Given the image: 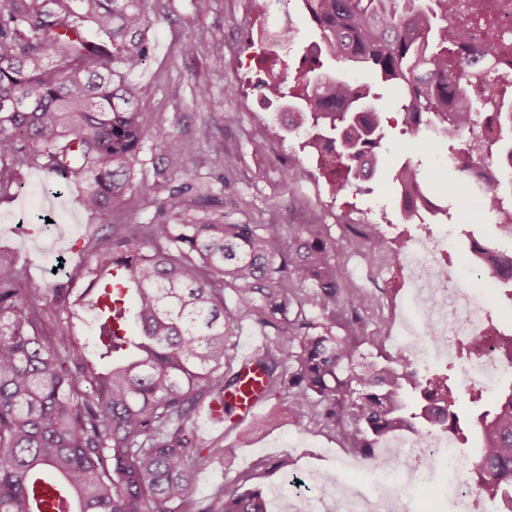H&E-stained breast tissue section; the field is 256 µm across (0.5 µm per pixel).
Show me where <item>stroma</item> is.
<instances>
[{
	"mask_svg": "<svg viewBox=\"0 0 512 512\" xmlns=\"http://www.w3.org/2000/svg\"><path fill=\"white\" fill-rule=\"evenodd\" d=\"M149 22L144 32L149 56L142 65L125 72L128 85L138 88L137 106L144 117L146 136L134 167V180L170 189L185 184L195 191L222 193L229 222L266 224L282 213L295 215L298 223L318 224L323 237L339 234V216L345 212V195H333L326 177L306 180L294 187L283 182L291 161L310 163L297 134L284 133L272 140L268 126L277 120L278 100L264 99L258 82L259 66L245 67L251 52L248 39L257 14L245 8L242 0H212L206 14H198L194 0H146ZM193 33L194 54L180 50L186 33ZM222 44V55H214L215 44ZM239 89L238 96L224 93L226 86ZM388 151L370 182L362 184L358 199L363 208L382 214L385 221H400L401 198L391 182L394 163H419L422 180L438 170L436 154L419 153L405 138L399 126L386 128ZM193 142L192 153H185L184 142ZM235 159L232 170L216 164L222 155ZM80 187L61 188L46 172L26 171L24 185L9 201H0V249L7 251L27 276L42 290L33 303L47 307L59 302L52 275L56 257L70 259L91 254L98 242L92 227L98 217L80 209L75 199ZM431 200L449 212L448 225L455 229L448 243V254L461 272H468V242L490 238V220L469 222L455 194L430 191ZM55 210L65 233L64 242L55 235L31 240L27 228L37 222L38 209ZM222 452L199 473L193 497L204 503L217 486L234 484L249 489L262 488L273 498L277 486L290 475L314 470L328 474L343 485L384 484L377 472L362 473L351 466V449L345 448L334 426L316 413L294 414L287 391L269 397L268 406L249 424L225 426ZM287 467H280V460ZM410 512H454L442 472L413 485L409 490Z\"/></svg>",
	"mask_w": 512,
	"mask_h": 512,
	"instance_id": "stroma-1",
	"label": "stroma"
}]
</instances>
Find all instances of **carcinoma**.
<instances>
[{"label":"carcinoma","mask_w":512,"mask_h":512,"mask_svg":"<svg viewBox=\"0 0 512 512\" xmlns=\"http://www.w3.org/2000/svg\"><path fill=\"white\" fill-rule=\"evenodd\" d=\"M318 35L307 65L288 73V22L272 43L281 83L296 99L291 126L306 128L302 148L336 142L342 161L333 194L357 179L356 161L384 149V122L370 88L344 70L362 68L398 86L401 110L415 117L408 137L427 152L454 148L484 103L470 87H494L493 75L458 69L448 47V0H301ZM145 0H0V201L23 172L37 167L83 187L77 205L110 215L135 189L132 171L145 127L119 66L147 57ZM512 149V113L503 134L480 145L486 158ZM400 195L423 194L409 162L392 170ZM478 222L504 195L479 186ZM154 224H114L106 247L66 268V286L85 289L73 305L92 321V344L70 326L42 329L41 292L0 251V512H176L189 503L199 472L221 448L204 445L197 411L224 397L237 377L225 367L238 325L275 331V349L254 355L266 392L288 389L299 413L316 411L343 426L364 455L398 426L421 433L437 416L431 402L453 406L450 376L410 371L391 361H362L377 345L362 311L379 298L345 287L335 254L352 244L323 239L311 224L290 227L284 249L275 224H228L224 202L206 193L195 204L172 189ZM293 284L314 288L320 314L284 306ZM341 329L343 335L336 334ZM479 438L469 480L484 497L512 487V386L469 422ZM259 489L222 486L198 512H265Z\"/></svg>","instance_id":"carcinoma-1"}]
</instances>
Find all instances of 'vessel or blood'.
Masks as SVG:
<instances>
[{
    "mask_svg": "<svg viewBox=\"0 0 512 512\" xmlns=\"http://www.w3.org/2000/svg\"><path fill=\"white\" fill-rule=\"evenodd\" d=\"M237 378L236 388L225 392L222 403H213L208 407L207 414L211 421L218 424L226 420L245 421L254 416L265 402V378L253 360H246L239 366Z\"/></svg>",
    "mask_w": 512,
    "mask_h": 512,
    "instance_id": "obj_1",
    "label": "vessel or blood"
}]
</instances>
